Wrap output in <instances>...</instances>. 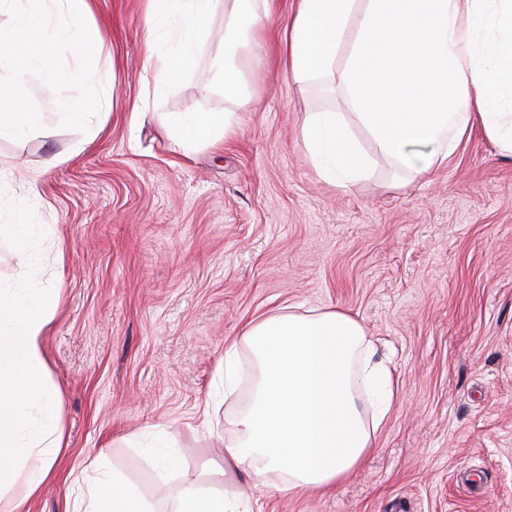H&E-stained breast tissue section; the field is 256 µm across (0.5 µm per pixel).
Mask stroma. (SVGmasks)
I'll use <instances>...</instances> for the list:
<instances>
[{
	"label": "stroma",
	"instance_id": "35a3bbf8",
	"mask_svg": "<svg viewBox=\"0 0 512 512\" xmlns=\"http://www.w3.org/2000/svg\"><path fill=\"white\" fill-rule=\"evenodd\" d=\"M297 0H271L263 39L224 94L227 31L216 8L170 86L144 67L146 0H92L112 109L61 127L59 93L25 86L44 131L0 139V225L26 214L54 244L0 237V280L59 276L45 348L68 442L31 512H65L72 480L105 449L108 469L173 512L185 474L250 512H512V156L481 132L448 163L394 183L371 136L350 188L323 180L301 142L307 113L353 110L340 90L283 67ZM169 112H233L236 135L187 154ZM54 155L66 163L47 168ZM292 308L357 317L400 395L377 448L336 488L288 495L224 473L227 421L246 390L208 405L224 344L250 319Z\"/></svg>",
	"mask_w": 512,
	"mask_h": 512
}]
</instances>
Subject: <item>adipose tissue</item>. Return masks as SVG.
<instances>
[{
    "label": "adipose tissue",
    "instance_id": "ef3b65f1",
    "mask_svg": "<svg viewBox=\"0 0 512 512\" xmlns=\"http://www.w3.org/2000/svg\"><path fill=\"white\" fill-rule=\"evenodd\" d=\"M217 0H147L166 30L167 55L148 56L160 85L193 60ZM353 35L346 62L337 49ZM288 74L297 82L337 75L354 112L308 113L301 140L325 179L349 187L369 163L349 124L367 128L392 168L421 177L447 162L473 129L512 155V0H298L288 23ZM169 135L186 149L216 145L237 132L231 112H173ZM61 288L0 282V500L27 512L53 474L64 445L60 393L52 383L45 335ZM250 354L254 375L246 405L231 419L234 439L224 466L263 486L278 475L291 494L336 486L376 446L398 393L394 370L374 361L362 323L343 311H276L245 324L224 347L217 371L225 394ZM377 395L372 416L358 387ZM20 495H12L14 485ZM236 499L192 484L175 512H237ZM67 512H154L119 475L105 473L80 489Z\"/></svg>",
    "mask_w": 512,
    "mask_h": 512
}]
</instances>
